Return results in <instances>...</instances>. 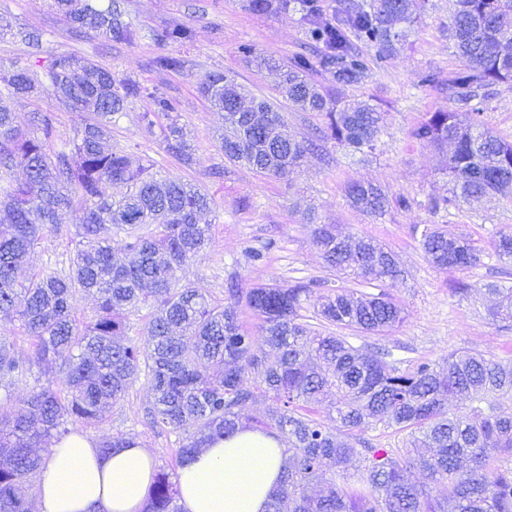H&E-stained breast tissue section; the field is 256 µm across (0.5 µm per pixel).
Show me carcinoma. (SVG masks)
I'll return each mask as SVG.
<instances>
[{
	"label": "carcinoma",
	"mask_w": 512,
	"mask_h": 512,
	"mask_svg": "<svg viewBox=\"0 0 512 512\" xmlns=\"http://www.w3.org/2000/svg\"><path fill=\"white\" fill-rule=\"evenodd\" d=\"M311 54L286 61L253 58L256 68L279 73L278 93L298 112L322 117L321 141L353 152L374 149L383 113L366 100L348 99L339 87L362 83L371 71L368 56L355 43L376 49L380 62L407 40L414 24L413 0H353L322 22L318 0H299ZM77 37L135 42L139 31L114 0H54ZM259 13L282 12L292 0H250ZM185 27L152 31L161 44L190 41ZM448 37L464 69L443 81L433 73L421 82L448 94L451 110H440L411 131L416 141L439 147L448 142V196L439 208L478 202L488 195L512 199V142L481 127L471 111L479 90L512 82V0H454ZM152 66L181 72L185 61L159 54ZM199 94L224 112L220 137L224 159L274 178L288 176L316 144L288 138L284 117L265 98L223 72L197 82ZM53 92L80 123L73 139L60 145L57 117L33 116V131L15 123L6 99ZM148 97L143 129L158 120L167 155L182 167L196 164L194 149L180 125L178 102L131 76H118L93 59L75 53L52 57L42 78L24 68L0 69V318L17 321L30 337L31 353L20 358L0 336V383L60 362L57 381L36 384L17 401L5 391L12 411H0V512H34V502L18 495L17 485L39 471L34 453L46 437L61 439L69 424L102 421L139 376L154 395L152 424L176 432L179 455L203 448L211 438L234 433L245 419L240 410L254 390L272 405L251 426L288 446L280 486L267 512H512V358L497 361L479 352H452L441 363L422 362L401 371L345 337L321 332L302 311L314 289L301 281H276L240 291L229 282L230 304L209 300L179 276L207 247L209 227L199 222L212 198L181 177L157 179L153 160L133 163L124 150L105 146L114 117L129 102ZM25 172L22 180L13 172ZM114 184L126 186L115 197ZM350 203L366 212L387 207L372 184L348 186ZM78 206L84 220L79 247L68 270L16 278L28 254L60 224L63 211ZM123 233L127 259H112L109 239ZM324 261L358 281L392 283L403 273L391 251L370 240L341 237L332 224L314 229ZM422 247L431 264L461 271L479 260L466 239L425 227ZM97 298L95 316L79 321L72 302L78 293ZM496 298L494 319H512V288L485 285ZM150 309L143 339L122 343L127 316ZM316 319L323 325L383 334L398 328L404 309L385 292L367 296L338 287L317 298ZM257 320L244 326L241 309ZM458 402L447 409L448 400ZM334 415L330 427L321 413ZM371 429L405 434L400 448H384L361 438ZM135 438L122 432L100 442L102 452L130 448ZM363 472H349L355 458ZM418 471L422 480H412ZM177 474L155 473L143 512H181ZM321 486L316 495L307 493Z\"/></svg>",
	"instance_id": "carcinoma-1"
}]
</instances>
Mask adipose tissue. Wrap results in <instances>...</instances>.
I'll list each match as a JSON object with an SVG mask.
<instances>
[{
	"instance_id": "obj_1",
	"label": "adipose tissue",
	"mask_w": 512,
	"mask_h": 512,
	"mask_svg": "<svg viewBox=\"0 0 512 512\" xmlns=\"http://www.w3.org/2000/svg\"><path fill=\"white\" fill-rule=\"evenodd\" d=\"M286 454L265 432L238 428L186 456L177 469L181 512H266ZM155 472L143 446L102 454L72 433L49 448L37 476L40 512H141Z\"/></svg>"
}]
</instances>
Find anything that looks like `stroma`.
I'll use <instances>...</instances> for the list:
<instances>
[{
    "instance_id": "1",
    "label": "stroma",
    "mask_w": 512,
    "mask_h": 512,
    "mask_svg": "<svg viewBox=\"0 0 512 512\" xmlns=\"http://www.w3.org/2000/svg\"><path fill=\"white\" fill-rule=\"evenodd\" d=\"M118 2L127 20L143 32L135 43L73 36L53 0H0V19H8L15 32L14 38L0 41V66L39 73L55 54L72 52L179 100L180 122L198 158L193 169L177 167L158 136L141 129L139 114L153 109L148 98L136 100L120 116L112 128L111 143L133 155L150 157L160 174L195 182L212 196V209L201 217L210 227V245L185 270L192 286L219 304L224 303L232 279L243 289L274 280L301 281L311 284L319 295L341 286L366 295L385 291L401 303L403 324L384 336L342 329L351 344L381 352L387 362L403 370L424 361L440 362L456 350L512 357V322L493 320L488 313L490 301L481 292L482 285L490 282L512 287V259L498 257L493 248L500 233L512 232V200L489 197L471 206L433 210L432 201L448 194L443 170L449 153L410 136L427 113L450 107L444 91L420 83L418 76L432 71L444 79L462 66L448 38L451 0H415L418 22L406 43L386 62L375 65L363 85L346 88L348 97L368 100L385 114L375 150L351 153L329 143L309 153L303 166L285 178H267L225 160L217 140L224 115L198 94L196 82L208 72H232L254 96L277 102L290 136L299 141L315 139L321 118L291 109L280 99L274 75L257 70L252 59L238 51L240 45L248 44L256 53L284 59L302 51L306 36L299 13H258L250 9L249 0ZM173 25L188 27L191 40L161 46L150 39V30ZM25 31L38 33L39 43L25 42L21 37ZM163 52L181 56L185 69L179 73L154 70L150 62ZM479 108L482 120L512 141V83L487 88ZM11 109L25 128L34 113H55L59 140L75 135L77 118L64 110L53 93L13 99ZM356 182L376 185L391 198L406 197L410 206L405 210L391 206L380 215L359 210L346 197L347 187ZM82 220L80 208L66 212L60 228L31 254L22 276L66 269L75 248V227ZM317 222L336 225L343 234L372 239L391 250L404 269L403 280L385 286L343 278L326 265L314 241ZM430 225L471 239L480 250L479 263L461 272L435 268L421 245L422 231ZM256 250L264 252L263 260H251ZM456 281L469 284L470 292L454 293L451 285ZM152 407L153 395L142 377L99 425L85 429L77 423L73 429L98 441L118 431L130 434L153 454L157 468L169 471L177 466L180 438L151 426Z\"/></svg>"
}]
</instances>
